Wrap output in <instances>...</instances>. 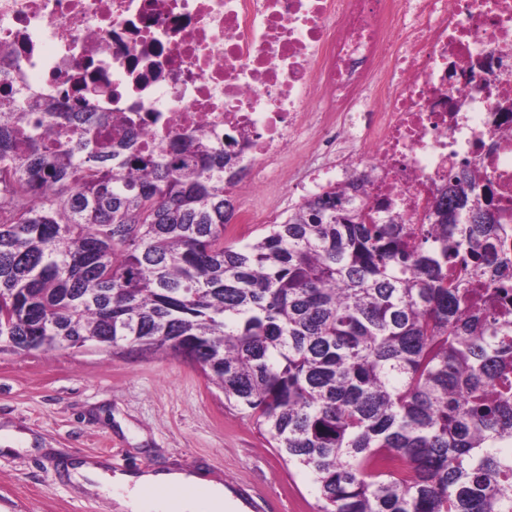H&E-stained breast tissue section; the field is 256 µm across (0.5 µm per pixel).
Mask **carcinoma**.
<instances>
[{
    "instance_id": "carcinoma-1",
    "label": "carcinoma",
    "mask_w": 512,
    "mask_h": 512,
    "mask_svg": "<svg viewBox=\"0 0 512 512\" xmlns=\"http://www.w3.org/2000/svg\"><path fill=\"white\" fill-rule=\"evenodd\" d=\"M0 96V351L89 344L184 354L317 492V512H512V272L469 172L436 220L370 224L331 188L224 243L240 153L184 132L150 154L45 144ZM408 465L403 479L385 469Z\"/></svg>"
}]
</instances>
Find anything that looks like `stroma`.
<instances>
[{
	"label": "stroma",
	"mask_w": 512,
	"mask_h": 512,
	"mask_svg": "<svg viewBox=\"0 0 512 512\" xmlns=\"http://www.w3.org/2000/svg\"><path fill=\"white\" fill-rule=\"evenodd\" d=\"M260 223L243 245L288 213L285 181L245 198ZM91 462L109 475L184 471L245 492L264 512H313L315 486L271 447L253 420L187 356L93 346L50 354L0 352V512H130L123 488L74 481Z\"/></svg>",
	"instance_id": "35a3bbf8"
}]
</instances>
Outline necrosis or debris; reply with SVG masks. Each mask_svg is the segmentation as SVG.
I'll return each instance as SVG.
<instances>
[{
	"instance_id": "1",
	"label": "necrosis or debris",
	"mask_w": 512,
	"mask_h": 512,
	"mask_svg": "<svg viewBox=\"0 0 512 512\" xmlns=\"http://www.w3.org/2000/svg\"><path fill=\"white\" fill-rule=\"evenodd\" d=\"M13 88L118 118L140 152L247 141L304 199L358 181L373 223L433 222L463 165L512 259V0H0Z\"/></svg>"
}]
</instances>
